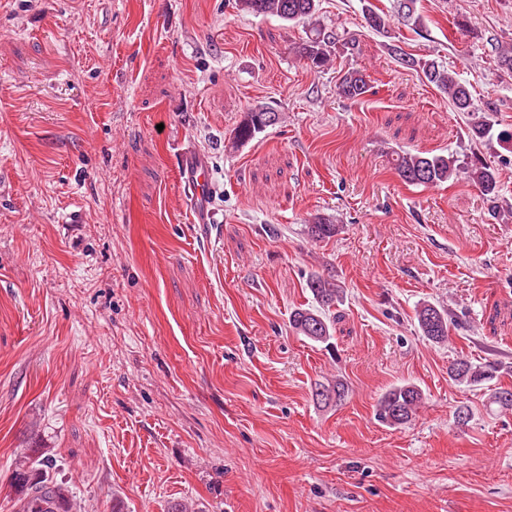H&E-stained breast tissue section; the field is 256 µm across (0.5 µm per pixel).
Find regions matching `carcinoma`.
<instances>
[{
  "mask_svg": "<svg viewBox=\"0 0 512 512\" xmlns=\"http://www.w3.org/2000/svg\"><path fill=\"white\" fill-rule=\"evenodd\" d=\"M418 0H396L393 11L386 12L375 6L363 11L366 28L371 32L389 37L392 18L398 17L406 24L419 27L421 15ZM234 8L240 14L255 17H276L288 24L305 23L319 10V0H234ZM340 42L338 33L321 26H313L306 32V39L296 47L300 59L314 68L320 69L330 62L332 49ZM394 60L402 67L419 69L428 82L448 92V101L456 112L472 117L467 125L468 137L481 141L488 133V120L475 118V99L468 86L457 73L434 59H416L400 51L397 45H390ZM339 95L357 100L368 92L367 76L359 69L349 68L341 72L336 83ZM279 113L266 105H255L247 109L233 130V141L246 143L277 124ZM394 170L403 183L412 186H436L461 176L477 186L484 196L492 213L500 207V185L498 173L482 156L472 153L466 162H459L454 155L430 154L428 152H394ZM307 233L314 241H324L336 235V225L330 219L320 217L307 225ZM314 303L293 310L290 318L292 329L316 343H324L331 337L332 326L326 310L335 305L340 288L329 277L318 275L307 283ZM415 319L422 336L427 340L443 344L448 341L451 326L455 320L448 311L434 303L424 301L415 307ZM493 363L475 364L467 358L455 360L449 368V376L454 381L467 385H477L495 377ZM313 396L320 402H340L345 398L342 383H318ZM490 402L500 410L512 409V388H496L490 395ZM423 403L421 390L410 383L394 385L377 401L374 408L376 420L386 426L396 427L410 422ZM53 460L32 459L23 456L15 464L11 475V487L15 494V512H68L70 490L67 483L50 474Z\"/></svg>",
  "mask_w": 512,
  "mask_h": 512,
  "instance_id": "carcinoma-1",
  "label": "carcinoma"
}]
</instances>
